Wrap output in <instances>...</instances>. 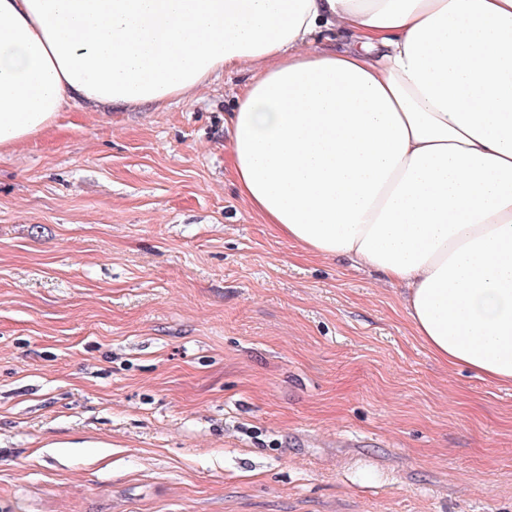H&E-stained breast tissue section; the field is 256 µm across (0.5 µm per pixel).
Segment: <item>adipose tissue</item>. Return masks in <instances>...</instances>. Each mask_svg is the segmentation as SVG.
I'll use <instances>...</instances> for the list:
<instances>
[{
    "instance_id": "adipose-tissue-1",
    "label": "adipose tissue",
    "mask_w": 512,
    "mask_h": 512,
    "mask_svg": "<svg viewBox=\"0 0 512 512\" xmlns=\"http://www.w3.org/2000/svg\"><path fill=\"white\" fill-rule=\"evenodd\" d=\"M241 67L245 203L406 284L438 360L512 385V0H0V148L69 101L161 103Z\"/></svg>"
}]
</instances>
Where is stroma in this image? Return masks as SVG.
<instances>
[{
  "instance_id": "1",
  "label": "stroma",
  "mask_w": 512,
  "mask_h": 512,
  "mask_svg": "<svg viewBox=\"0 0 512 512\" xmlns=\"http://www.w3.org/2000/svg\"><path fill=\"white\" fill-rule=\"evenodd\" d=\"M252 76L0 150V512H512V387L237 194Z\"/></svg>"
}]
</instances>
